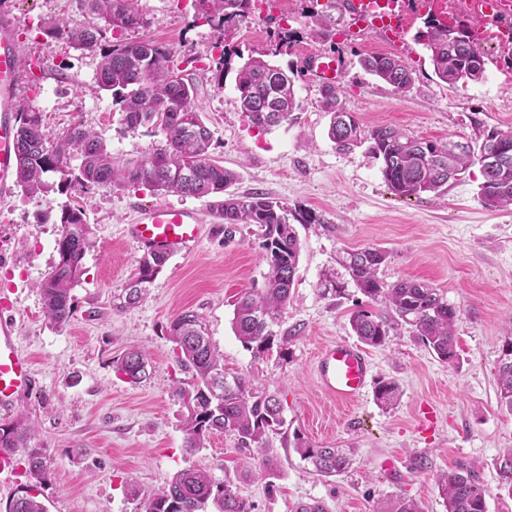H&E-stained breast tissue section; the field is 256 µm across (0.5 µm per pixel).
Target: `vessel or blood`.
Returning a JSON list of instances; mask_svg holds the SVG:
<instances>
[{"mask_svg":"<svg viewBox=\"0 0 512 512\" xmlns=\"http://www.w3.org/2000/svg\"><path fill=\"white\" fill-rule=\"evenodd\" d=\"M348 12L357 20L351 30L358 39L374 25L399 32L400 19L385 14L380 23L370 22L364 0H349ZM16 18L11 9L0 10V196L16 187V127L20 112L21 90L26 74L21 65V46L16 34ZM308 72L326 83L337 82L347 70L345 55L311 53L305 56ZM204 216L200 210L155 204L139 208L125 233L139 247L172 257L188 251L199 239ZM9 299L0 300V409L8 410L19 395L32 389L36 369L32 356L19 348L15 322L9 317ZM316 373L322 389L337 401L349 402L366 389L371 361L357 345L339 341L325 346L317 357Z\"/></svg>","mask_w":512,"mask_h":512,"instance_id":"vessel-or-blood-1","label":"vessel or blood"}]
</instances>
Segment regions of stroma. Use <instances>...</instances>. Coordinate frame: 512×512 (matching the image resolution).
<instances>
[{
	"mask_svg": "<svg viewBox=\"0 0 512 512\" xmlns=\"http://www.w3.org/2000/svg\"><path fill=\"white\" fill-rule=\"evenodd\" d=\"M345 2L285 0L280 10L252 13L238 28L221 30L197 20L194 0H141L146 24L124 33L159 43L175 61L186 62L185 74L198 86L194 106L212 132L211 153L239 174L235 192H262L318 217L297 227L301 252L278 328L281 349L258 359L235 336L234 303L262 286L267 266L253 227L225 234L209 199L132 186L62 187L55 174L48 191L29 195L18 188L0 199V295L10 296L18 341L32 355L38 378L33 392L0 412V422L20 419L31 426V444L46 457V479L37 492L48 512H142L174 473L190 467L236 480L253 512H295L313 500L327 512H373L377 502L395 496L416 501L422 512H446L439 478L462 462L488 487V512H512L496 468L498 456L512 448V416L501 409L497 386L502 346L512 334V207L480 203L477 164L441 192L395 195L365 149L341 152L328 139L322 84L302 69L305 54L344 53L350 66L339 85L341 99L365 127L392 126L473 145L483 133L512 129V88L505 84L512 78V50L485 43L490 58L483 80L451 86L413 40L423 18L412 5L404 7L400 41L377 28L354 42L343 36ZM2 5L16 13L22 57L34 65L23 106L41 113L48 141L80 123L99 132L124 161L162 142L155 130L125 131L111 93L96 87V57L43 29V21L54 17L87 22L71 0H0ZM284 26L294 44L274 62L295 70L298 107L287 121L262 130L239 110L237 69L244 58L267 52ZM226 47L237 52L227 66L221 63ZM368 54L404 59L412 69L411 89L366 73L358 60ZM159 203L200 209V241L167 260L138 306L116 310L114 300L143 255L122 228L136 207ZM70 207L82 209L93 245L72 290L74 316L58 328L44 315L37 284L58 261L60 216ZM362 247L387 251L379 270L384 282L430 283L458 311L456 362L440 361L402 322L386 345L369 348L373 378L399 385V400L390 408L378 405L370 390L351 403L337 402L316 375V354L324 345L357 343L352 312L391 315L363 296L338 263L342 250ZM329 274L344 283L343 295H321ZM186 309L203 317L227 375L254 378L277 394L285 424L262 447L242 450L233 436L216 433L202 448H186L184 409L173 389L189 375L167 336L171 320ZM132 345L147 358L148 376L138 384L116 369ZM301 441L354 449L355 462L333 477L315 475L295 451ZM268 456L278 461L277 477H248ZM394 457L399 472L392 476L387 468Z\"/></svg>",
	"mask_w": 512,
	"mask_h": 512,
	"instance_id": "35a3bbf8",
	"label": "stroma"
}]
</instances>
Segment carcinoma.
Wrapping results in <instances>:
<instances>
[{"instance_id":"1","label":"carcinoma","mask_w":512,"mask_h":512,"mask_svg":"<svg viewBox=\"0 0 512 512\" xmlns=\"http://www.w3.org/2000/svg\"><path fill=\"white\" fill-rule=\"evenodd\" d=\"M78 10L92 21L72 27L64 19L46 24L47 32L68 40L77 50L98 58L97 89L112 92L120 104L124 128L136 132L150 126L161 132L165 142L136 160L118 161L102 136L82 125L70 127L54 143L42 133V116L23 112L16 133L18 186L27 193L45 192L51 185L49 173L63 181L90 186H133L153 192H176L186 196L209 197L225 225L252 224L260 228V248L267 271L263 288L246 291L235 303L232 326L235 335L260 357L273 349L276 325L294 285L300 256L295 224H318L309 211H291L262 193L239 195L230 191L237 174L210 158L211 130L193 106L195 83L170 65L169 49L152 41H128L122 33L144 23L137 8L139 0H74ZM198 16L219 27L231 28L254 12L253 0H195ZM112 32L113 41L106 40ZM415 41L429 53L437 77L449 84L478 82L484 78V52L475 28L463 22L442 23L428 14ZM361 66L376 78L397 88L412 84V72L399 57L387 54L360 59ZM295 73L260 57L249 58L236 76L241 112L259 128H271L288 119L298 107ZM322 107L331 115L329 139L340 151L366 147L380 161L381 173L389 189L400 196L438 192L456 179L484 153L506 150L512 155V129L493 130L481 144L443 143L410 135L400 129L363 126L348 111L333 86L322 89ZM78 156L72 169L69 160ZM479 200L489 209L512 205V160L492 171H482ZM63 234L57 242L58 262L38 283L45 313L56 326L68 323L74 315L72 290L83 275V258L90 246L92 231L79 208L62 212ZM388 258L379 248L366 247L343 252L339 264L367 298L380 302L413 328L415 336L440 360L451 363L457 357L454 326L456 308L439 289L429 284L402 279L387 284L378 270ZM167 258L146 253L138 261V272L125 288L118 308L139 303L149 292ZM350 326L358 339L371 347L387 343L392 324L367 310L351 314ZM168 336L177 349L191 381L175 388L182 403L186 447H203L213 433L234 436L240 447L261 445L263 439L284 424L281 403L251 379L227 378L224 364L215 353L202 317L184 310L172 319ZM117 371L130 383L146 375L141 351L129 349L117 360ZM499 400L512 413V360L498 368ZM377 403L389 407L397 402L399 387L390 379L377 382ZM0 448L24 455L28 474L40 481L46 474L43 449L30 446V433L18 422L0 423ZM301 460L322 477H331L349 468L350 451L344 448L303 444L295 448ZM502 485L512 494V449L498 458ZM446 512H487L489 491L470 466H461L439 479ZM7 512H47L31 489L23 488L7 505ZM144 512H252L241 496L237 483L229 478L213 479L198 469H185L171 479L145 503ZM375 512H419L416 503L404 497L379 503Z\"/></svg>"}]
</instances>
